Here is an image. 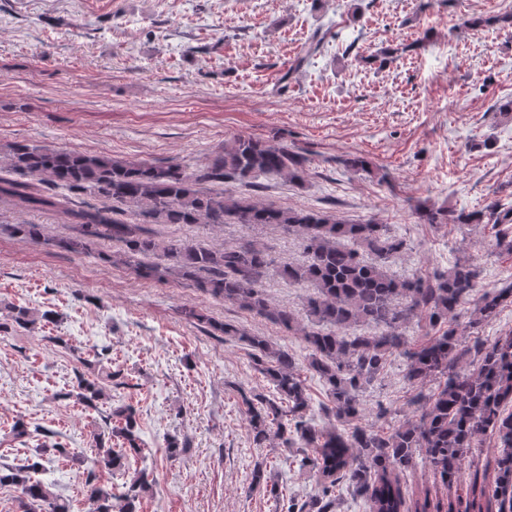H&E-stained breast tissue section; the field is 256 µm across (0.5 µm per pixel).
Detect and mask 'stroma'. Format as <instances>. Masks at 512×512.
<instances>
[{"label":"stroma","instance_id":"1","mask_svg":"<svg viewBox=\"0 0 512 512\" xmlns=\"http://www.w3.org/2000/svg\"><path fill=\"white\" fill-rule=\"evenodd\" d=\"M512 12V0H0V151L16 143L195 167L226 139L277 138L304 154V182L260 177L235 194L276 206L316 209L354 222L375 217L406 239L393 275L428 276L461 255L479 286L512 284V254L489 227L419 223L414 205L479 210L512 204V26L474 28L476 16ZM326 39L284 79L315 32ZM366 157L371 172L338 158ZM387 182H380V175ZM20 220L68 236L54 211L0 203V301L53 310L46 330L0 335V464L39 458L54 494L87 512L89 434L111 407L133 404L143 453L133 470L152 473L143 512H281L250 489L258 462L284 495L316 494V472L299 469L281 445L256 447L243 395H271L250 351L184 320L193 306L220 322L269 337L299 366L300 337L198 290L158 282L103 261L117 244L75 256L12 236ZM164 239L233 246L264 244L275 263L304 258L299 240L271 225H158ZM104 354L131 385L93 410L67 399L78 374ZM406 362L390 356L361 395L366 423L389 428L412 417ZM308 417L321 427L328 398L306 369ZM54 431L63 453L36 456V440H12L17 417ZM190 443L164 458L165 440Z\"/></svg>","mask_w":512,"mask_h":512}]
</instances>
